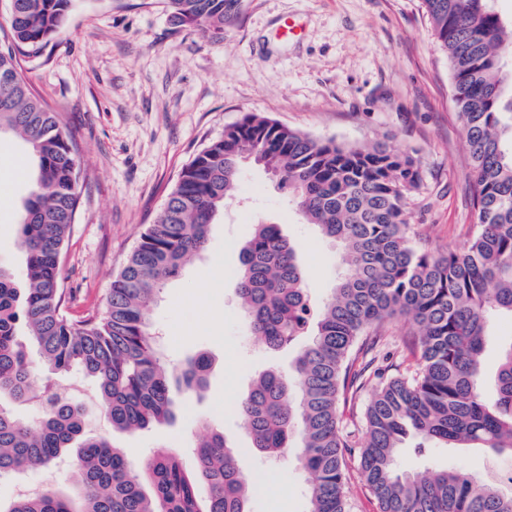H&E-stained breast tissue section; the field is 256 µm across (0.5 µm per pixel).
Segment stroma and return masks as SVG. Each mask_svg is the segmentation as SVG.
<instances>
[{"label":"stroma","instance_id":"35a3bbf8","mask_svg":"<svg viewBox=\"0 0 512 512\" xmlns=\"http://www.w3.org/2000/svg\"><path fill=\"white\" fill-rule=\"evenodd\" d=\"M34 94L59 113L81 146L79 218L62 275L77 295L74 316L102 313L113 278L162 210L182 169L226 127L260 113L324 141L386 140L424 171L410 201L411 237L429 252L464 247L473 225L474 180L455 114L446 54L422 0H242L224 40L178 26L166 0H74L64 27L18 59ZM18 137L0 136V264L24 270L15 221L30 183L17 171ZM236 199L214 225L208 250L166 283L151 311L171 368L196 353L212 366L202 397H177L172 422L134 433L113 430L91 382L36 365L37 386L65 390L84 429L111 437L133 464L160 448L195 472L198 418L238 447V465L265 476L249 512H309L295 455L272 459L250 447L235 406L252 378L288 371L293 350L251 342L236 292L240 243L264 222L301 246L306 283L329 296L342 270L338 249L302 221L288 195L257 168L243 172ZM411 473L439 467L482 474L479 449L411 436L400 450ZM65 468L0 477V501L46 485L70 486Z\"/></svg>","mask_w":512,"mask_h":512}]
</instances>
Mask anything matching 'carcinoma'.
I'll return each mask as SVG.
<instances>
[{
	"mask_svg": "<svg viewBox=\"0 0 512 512\" xmlns=\"http://www.w3.org/2000/svg\"><path fill=\"white\" fill-rule=\"evenodd\" d=\"M8 46H0V133H13L34 163L17 218L24 279L0 265V400L40 401L23 419L0 405V477L48 468L68 457L77 488L20 495L0 512H249L258 489L236 463L224 433L200 421L197 471L160 448L138 466L104 435L89 436L77 406L34 385L23 328L50 370L75 369L95 384L112 429L137 432L174 419L173 387L207 388L210 360L178 369L162 362L150 312L166 281L207 248L213 224L236 189L244 159L272 171L307 224L339 249L344 273L314 301L300 247L278 224H256L239 251L237 294L249 336L275 351L296 346L292 375L258 374L237 407L252 448L283 455L300 440L309 512H347L349 461L381 512H512V477L397 466L414 433L449 448L512 457V341L502 347L494 394L482 387V354L495 319L512 318V24L489 0H423L454 84V107L474 178L475 230L460 252L417 249L410 197L422 182L414 157L390 144L341 145L280 126L260 113L224 129L181 172L169 206L112 280L100 316L75 319L64 288L63 254L81 193L79 146L59 114L32 94L16 51L49 42L73 0H16ZM237 0H167L172 18L192 20L214 43ZM411 325L412 372L392 376L370 357L385 323ZM375 390L354 426L339 413L365 386Z\"/></svg>",
	"mask_w": 512,
	"mask_h": 512,
	"instance_id": "cac0c4a2",
	"label": "carcinoma"
}]
</instances>
